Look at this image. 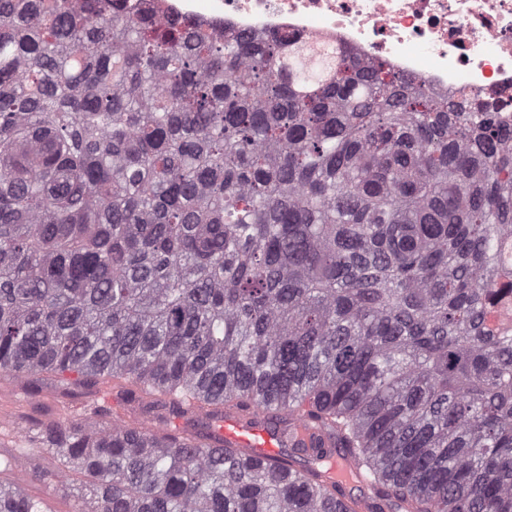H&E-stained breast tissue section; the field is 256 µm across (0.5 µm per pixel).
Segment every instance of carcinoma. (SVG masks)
I'll list each match as a JSON object with an SVG mask.
<instances>
[{
	"label": "carcinoma",
	"mask_w": 512,
	"mask_h": 512,
	"mask_svg": "<svg viewBox=\"0 0 512 512\" xmlns=\"http://www.w3.org/2000/svg\"><path fill=\"white\" fill-rule=\"evenodd\" d=\"M142 2L0 0V374L92 406L34 478L83 474L75 512H512V123ZM220 432L224 435V444L239 448L252 459L262 462L283 460L279 432L262 420L225 414Z\"/></svg>",
	"instance_id": "carcinoma-1"
}]
</instances>
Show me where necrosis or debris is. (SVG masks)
<instances>
[{
    "label": "necrosis or debris",
    "instance_id": "1",
    "mask_svg": "<svg viewBox=\"0 0 512 512\" xmlns=\"http://www.w3.org/2000/svg\"><path fill=\"white\" fill-rule=\"evenodd\" d=\"M155 15L345 44L437 89L512 98V0H156Z\"/></svg>",
    "mask_w": 512,
    "mask_h": 512
}]
</instances>
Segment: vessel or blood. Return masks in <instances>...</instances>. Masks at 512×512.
<instances>
[{
    "mask_svg": "<svg viewBox=\"0 0 512 512\" xmlns=\"http://www.w3.org/2000/svg\"><path fill=\"white\" fill-rule=\"evenodd\" d=\"M220 432L226 445L253 459L276 462L282 458L279 433L264 421L230 413L225 415Z\"/></svg>",
    "mask_w": 512,
    "mask_h": 512,
    "instance_id": "vessel-or-blood-1",
    "label": "vessel or blood"
}]
</instances>
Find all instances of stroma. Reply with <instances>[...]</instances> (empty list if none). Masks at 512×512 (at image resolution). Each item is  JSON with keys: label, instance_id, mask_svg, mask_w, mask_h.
<instances>
[{"label": "stroma", "instance_id": "35a3bbf8", "mask_svg": "<svg viewBox=\"0 0 512 512\" xmlns=\"http://www.w3.org/2000/svg\"><path fill=\"white\" fill-rule=\"evenodd\" d=\"M21 379L0 376V454L22 453L23 471L0 474V481H22L26 492L42 502L45 512H73L77 504V485L82 476L71 473L63 483L46 484L36 480L39 472L55 471L58 459L34 441L35 431L46 425L67 424L81 418L87 407L84 389L74 386L66 391L43 388L35 397L23 393Z\"/></svg>", "mask_w": 512, "mask_h": 512}]
</instances>
